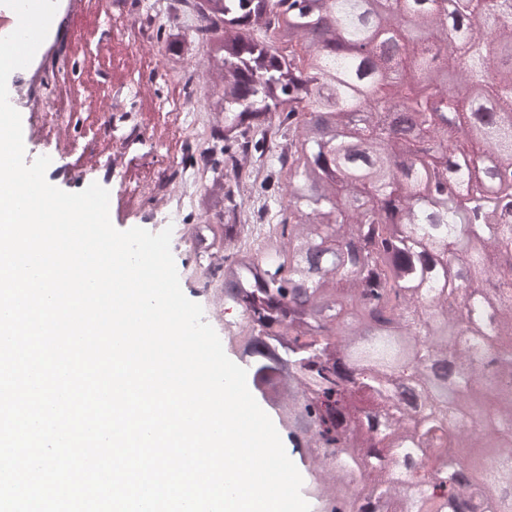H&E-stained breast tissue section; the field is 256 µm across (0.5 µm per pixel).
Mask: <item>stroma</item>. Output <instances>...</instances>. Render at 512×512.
I'll return each mask as SVG.
<instances>
[{"mask_svg": "<svg viewBox=\"0 0 512 512\" xmlns=\"http://www.w3.org/2000/svg\"><path fill=\"white\" fill-rule=\"evenodd\" d=\"M69 23L79 74L64 72L49 56L42 59L41 68L57 104L69 108L71 116L62 125L50 126L42 121L39 112L23 115V125L32 139L31 158L49 156L51 169L67 168L73 173L69 179L50 177V184L67 192H79L95 182L90 160L112 150L111 139L98 130L99 110L119 85L134 87L148 82L153 87L151 97L137 99L136 104L148 130L154 133L155 149L147 156L136 151L127 155L125 182L142 183L149 174L171 161L186 160L201 146L211 122L210 112L199 107L194 132L180 133L175 114L179 80L162 77L150 54L131 59L127 52L128 20L104 15L97 0H90L86 9L73 13Z\"/></svg>", "mask_w": 512, "mask_h": 512, "instance_id": "35a3bbf8", "label": "stroma"}]
</instances>
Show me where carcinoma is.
Segmentation results:
<instances>
[{
  "instance_id": "obj_1",
  "label": "carcinoma",
  "mask_w": 512,
  "mask_h": 512,
  "mask_svg": "<svg viewBox=\"0 0 512 512\" xmlns=\"http://www.w3.org/2000/svg\"><path fill=\"white\" fill-rule=\"evenodd\" d=\"M400 2L391 62L371 0H191L212 29L206 103L222 123L198 199L215 223L195 249L224 252V304L250 322L228 345L249 354L254 390L294 448L295 426L331 451L323 512L369 464L387 473L357 512H512V207L497 192L512 183V0H461L473 22L443 67L431 44L448 14ZM158 38L175 63L193 50ZM452 75L478 97H454ZM376 106L418 122L386 126ZM267 150L277 170L262 177ZM238 158L253 177L231 188ZM256 191L288 196L257 239L242 208ZM406 398L412 412L385 413Z\"/></svg>"
}]
</instances>
